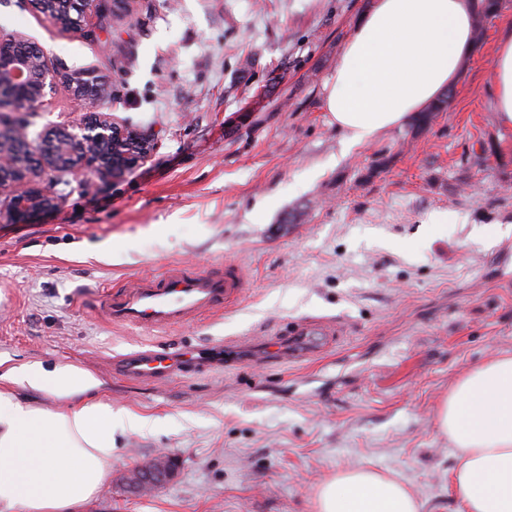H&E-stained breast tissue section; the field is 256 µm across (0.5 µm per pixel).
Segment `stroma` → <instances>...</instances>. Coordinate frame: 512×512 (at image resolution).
I'll return each mask as SVG.
<instances>
[{
  "label": "stroma",
  "instance_id": "obj_1",
  "mask_svg": "<svg viewBox=\"0 0 512 512\" xmlns=\"http://www.w3.org/2000/svg\"><path fill=\"white\" fill-rule=\"evenodd\" d=\"M372 0H112L95 40L0 0V34L39 45L57 81L98 77L111 122L152 149L129 173L41 177L56 208L0 215V362L71 364L100 382L117 429L86 512H312L316 487L370 467L421 512H459L437 411L456 380L512 353V128L494 110L492 59L512 0L485 17L444 111L411 115L346 149L322 85ZM39 151L84 124L70 98L22 113ZM192 261L233 262L237 302L187 325L112 326L101 288ZM305 321L337 324L320 351L267 356ZM243 339L237 362L158 381L112 366L128 353ZM165 451L179 464L134 494L119 472Z\"/></svg>",
  "mask_w": 512,
  "mask_h": 512
}]
</instances>
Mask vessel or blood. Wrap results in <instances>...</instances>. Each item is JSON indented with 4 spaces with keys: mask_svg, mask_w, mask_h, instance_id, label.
<instances>
[{
    "mask_svg": "<svg viewBox=\"0 0 512 512\" xmlns=\"http://www.w3.org/2000/svg\"><path fill=\"white\" fill-rule=\"evenodd\" d=\"M245 286V274L235 263L217 272L187 264H172L129 285L102 291L96 305L107 323L132 328L164 329L231 306ZM238 341L214 343L210 354L182 349H145L123 356L122 370L140 380L157 381L188 374L211 365L213 354L234 355Z\"/></svg>",
    "mask_w": 512,
    "mask_h": 512,
    "instance_id": "1",
    "label": "vessel or blood"
}]
</instances>
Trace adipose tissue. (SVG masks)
Listing matches in <instances>:
<instances>
[{"label":"adipose tissue","instance_id":"adipose-tissue-1","mask_svg":"<svg viewBox=\"0 0 512 512\" xmlns=\"http://www.w3.org/2000/svg\"><path fill=\"white\" fill-rule=\"evenodd\" d=\"M477 0H373L358 19L323 84L325 112L347 147L403 125L453 87L475 46ZM494 110L512 128V30L492 61ZM87 370L26 363L0 373V512H84L112 460V405L90 399ZM47 393L52 410L17 388ZM437 424L457 464L449 490L460 512H512V355L493 354L459 378ZM313 512H420L406 484L355 468L325 480Z\"/></svg>","mask_w":512,"mask_h":512}]
</instances>
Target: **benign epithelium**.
I'll use <instances>...</instances> for the list:
<instances>
[{
	"label": "benign epithelium",
	"instance_id": "1",
	"mask_svg": "<svg viewBox=\"0 0 512 512\" xmlns=\"http://www.w3.org/2000/svg\"><path fill=\"white\" fill-rule=\"evenodd\" d=\"M100 0H33L32 7L44 19L64 32L83 35ZM24 41L21 36L0 38V112L35 109L47 104V96L64 91L88 113L81 133L58 129L43 149L24 160L14 150L26 141L22 131L0 127V197L7 196V213L14 223L55 207V199L41 187L39 177L46 171L87 168L103 177H117L133 169L148 152V143L135 133L112 124L99 113L102 97L83 94L77 82L63 87L53 82L50 60L36 44L28 56L15 55L10 47ZM176 460L161 452L120 476V482L134 492H149L166 485L176 474Z\"/></svg>",
	"mask_w": 512,
	"mask_h": 512
}]
</instances>
